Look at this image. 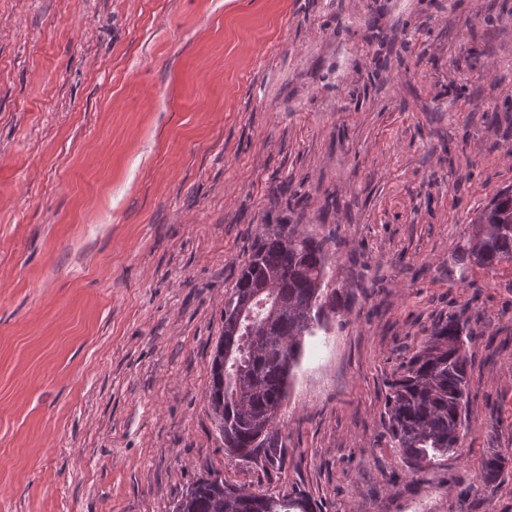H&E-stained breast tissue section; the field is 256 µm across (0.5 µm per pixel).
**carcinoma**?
Masks as SVG:
<instances>
[{
	"instance_id": "cac0c4a2",
	"label": "carcinoma",
	"mask_w": 512,
	"mask_h": 512,
	"mask_svg": "<svg viewBox=\"0 0 512 512\" xmlns=\"http://www.w3.org/2000/svg\"><path fill=\"white\" fill-rule=\"evenodd\" d=\"M484 228L468 239L460 257L493 269L512 261V193L501 192L482 211ZM328 240L297 226L278 225L260 239L248 265L224 297V349L215 354L208 401L229 455L251 460L264 454L279 460L276 409L283 406L290 378L304 355L305 340L326 329L324 308L336 311L340 297L329 289ZM252 315L240 334L230 335L236 311ZM471 334L454 315L438 321L421 348L388 383L385 414L392 447L414 470L452 456L463 437L462 414L469 402L468 346ZM505 458L496 453L481 466V480L494 482ZM286 494L258 495L224 483L215 474L197 480L174 512H292Z\"/></svg>"
}]
</instances>
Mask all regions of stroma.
<instances>
[{
  "label": "stroma",
  "instance_id": "35a3bbf8",
  "mask_svg": "<svg viewBox=\"0 0 512 512\" xmlns=\"http://www.w3.org/2000/svg\"><path fill=\"white\" fill-rule=\"evenodd\" d=\"M503 191L512 0H0V512H173L210 472L309 512H512V262L457 265ZM279 224L334 238L348 306L266 468L208 390ZM451 312L464 437L415 472L387 384Z\"/></svg>",
  "mask_w": 512,
  "mask_h": 512
}]
</instances>
